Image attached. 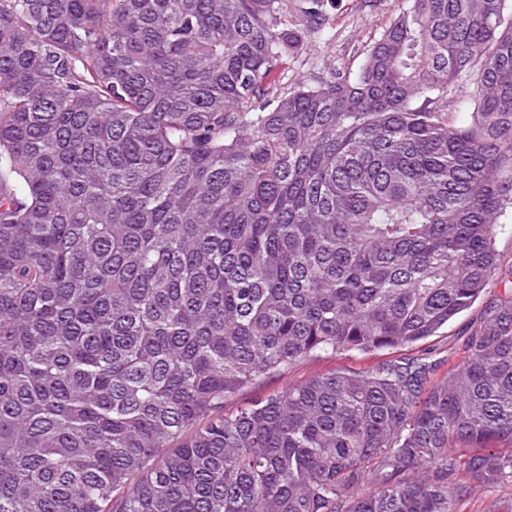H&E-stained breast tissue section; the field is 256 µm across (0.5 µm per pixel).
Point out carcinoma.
I'll return each instance as SVG.
<instances>
[{
  "label": "carcinoma",
  "instance_id": "1",
  "mask_svg": "<svg viewBox=\"0 0 512 512\" xmlns=\"http://www.w3.org/2000/svg\"><path fill=\"white\" fill-rule=\"evenodd\" d=\"M329 2L0 0V512H459L512 466L511 288L439 379L224 415L436 335L498 268L512 0H404L357 74L284 85Z\"/></svg>",
  "mask_w": 512,
  "mask_h": 512
}]
</instances>
